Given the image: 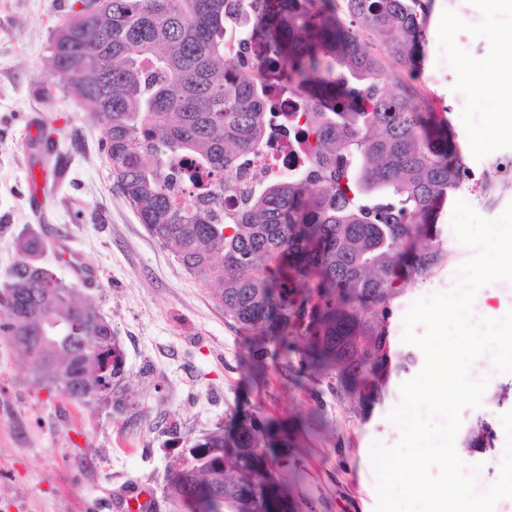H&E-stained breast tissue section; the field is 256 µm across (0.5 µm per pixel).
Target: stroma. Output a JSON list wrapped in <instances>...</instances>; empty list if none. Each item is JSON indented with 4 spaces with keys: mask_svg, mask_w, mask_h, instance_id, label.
I'll return each mask as SVG.
<instances>
[{
    "mask_svg": "<svg viewBox=\"0 0 512 512\" xmlns=\"http://www.w3.org/2000/svg\"><path fill=\"white\" fill-rule=\"evenodd\" d=\"M427 41L417 86L448 120L474 179L450 193L436 219L448 251L425 278L399 285L384 322L392 360L406 343L405 316L416 300L450 290L475 248L451 227L454 204L497 218L512 204V184L497 175L512 157V131L493 147L475 144L497 111L492 95L469 88L471 66L498 43L512 42V11L483 21L479 0H424ZM87 0H0V284L27 232L49 244L46 263L71 278L69 252L95 268L83 285L110 320L125 359L128 405H79L34 380L28 360L0 339V512H129L133 496L148 512H171L166 475L185 448L224 426L234 411L288 425L287 447L270 452L287 470L289 502L300 512H376L370 448L393 447L402 433L387 415L412 372L390 369L371 408L337 385L336 374L286 379L277 363L251 364L244 333L225 322L212 292L150 236L115 186L102 151L107 119L89 112L51 62L56 30L88 9ZM40 129L28 142L30 128ZM512 411V374L491 376L478 408H465L455 450L496 479L508 442L502 414ZM487 420L493 448H469L465 437Z\"/></svg>",
    "mask_w": 512,
    "mask_h": 512,
    "instance_id": "35a3bbf8",
    "label": "stroma"
}]
</instances>
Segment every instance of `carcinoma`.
<instances>
[{"instance_id": "carcinoma-1", "label": "carcinoma", "mask_w": 512, "mask_h": 512, "mask_svg": "<svg viewBox=\"0 0 512 512\" xmlns=\"http://www.w3.org/2000/svg\"><path fill=\"white\" fill-rule=\"evenodd\" d=\"M102 2L62 26L51 58L79 102L108 118L116 186L149 234L214 287L225 321L259 336L256 363L280 357L295 380L339 364L371 404L389 365L388 299L447 259L442 231L421 221L465 171L447 122L413 85L422 0ZM255 31L270 51L260 64L236 50ZM376 40L400 69L391 91ZM271 72L281 93L331 111L293 113L309 156L242 192L238 176L276 120ZM416 236L427 243L411 253ZM45 249L37 233L18 239L0 336L47 391L84 404L100 390L97 402L119 407L125 363L112 325L41 262ZM274 432L246 418L228 436L209 433L168 474L165 499L187 512H293L260 448ZM490 437L480 421L467 446Z\"/></svg>"}]
</instances>
